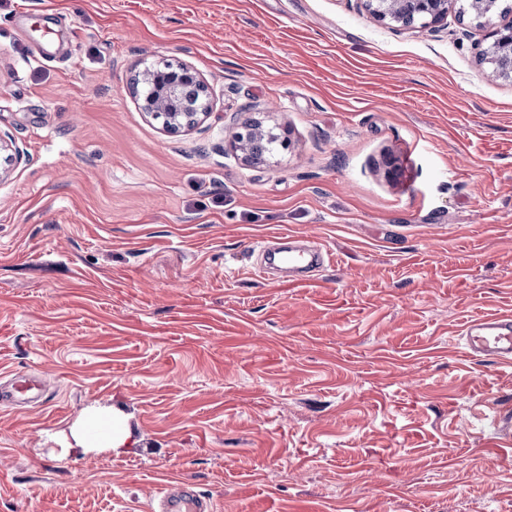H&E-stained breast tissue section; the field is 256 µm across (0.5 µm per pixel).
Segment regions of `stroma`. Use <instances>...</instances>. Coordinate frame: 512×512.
Instances as JSON below:
<instances>
[{"label":"stroma","mask_w":512,"mask_h":512,"mask_svg":"<svg viewBox=\"0 0 512 512\" xmlns=\"http://www.w3.org/2000/svg\"><path fill=\"white\" fill-rule=\"evenodd\" d=\"M451 11L395 30L356 0H0V512H512V367L464 325L512 314V80ZM178 59L213 109L178 136L136 72ZM294 147L242 165L237 117ZM334 260L292 284L265 246ZM119 451H68L86 409ZM38 388L39 386L27 379L26 376L17 373L13 376L10 390L3 391V388L0 387V402L5 404L20 403V401L23 400L21 398L22 396ZM71 435L74 444L67 448L68 451L76 448L81 451H118L132 438L128 417L113 409L86 411L73 428ZM150 512H213L210 497L202 495L189 481H179L162 489L160 496L149 504Z\"/></svg>","instance_id":"stroma-1"}]
</instances>
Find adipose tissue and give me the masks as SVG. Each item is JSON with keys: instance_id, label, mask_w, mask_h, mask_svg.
<instances>
[{"instance_id": "1", "label": "adipose tissue", "mask_w": 512, "mask_h": 512, "mask_svg": "<svg viewBox=\"0 0 512 512\" xmlns=\"http://www.w3.org/2000/svg\"><path fill=\"white\" fill-rule=\"evenodd\" d=\"M131 437L127 416L115 410L86 411L72 430L75 448L83 451H117L123 448Z\"/></svg>"}]
</instances>
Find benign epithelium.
<instances>
[{"mask_svg":"<svg viewBox=\"0 0 512 512\" xmlns=\"http://www.w3.org/2000/svg\"><path fill=\"white\" fill-rule=\"evenodd\" d=\"M378 21L393 28L435 27L448 18L455 0H358ZM470 9L492 28V42L485 57L494 62L487 75L512 79V25H495L497 0H467ZM143 86L140 108L148 118L171 134L178 135L204 122L210 115L209 87L190 65L163 58L136 75L131 88ZM267 141L279 151L290 149L292 142L285 131L278 133L256 118L242 120L234 132L230 150L245 165L256 163L255 146Z\"/></svg>","mask_w":512,"mask_h":512,"instance_id":"1","label":"benign epithelium"}]
</instances>
